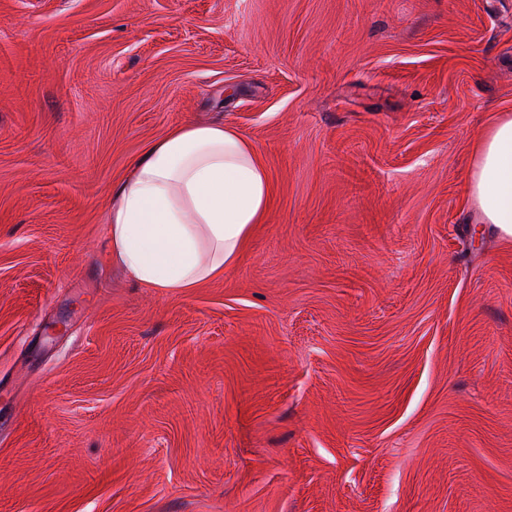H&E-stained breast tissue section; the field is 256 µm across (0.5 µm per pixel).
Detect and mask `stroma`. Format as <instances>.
I'll use <instances>...</instances> for the list:
<instances>
[{
    "label": "stroma",
    "mask_w": 512,
    "mask_h": 512,
    "mask_svg": "<svg viewBox=\"0 0 512 512\" xmlns=\"http://www.w3.org/2000/svg\"><path fill=\"white\" fill-rule=\"evenodd\" d=\"M505 112L512 0H0V512H512ZM210 120L270 206L141 287L112 189ZM481 224L512 237V114L503 113L481 138L470 179Z\"/></svg>",
    "instance_id": "stroma-1"
}]
</instances>
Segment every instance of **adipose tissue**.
<instances>
[{"instance_id": "obj_1", "label": "adipose tissue", "mask_w": 512, "mask_h": 512, "mask_svg": "<svg viewBox=\"0 0 512 512\" xmlns=\"http://www.w3.org/2000/svg\"><path fill=\"white\" fill-rule=\"evenodd\" d=\"M470 189L482 223L512 237V114L481 138ZM253 143L221 123H188L151 143L112 190V259L145 288L185 292L234 265L271 200Z\"/></svg>"}]
</instances>
